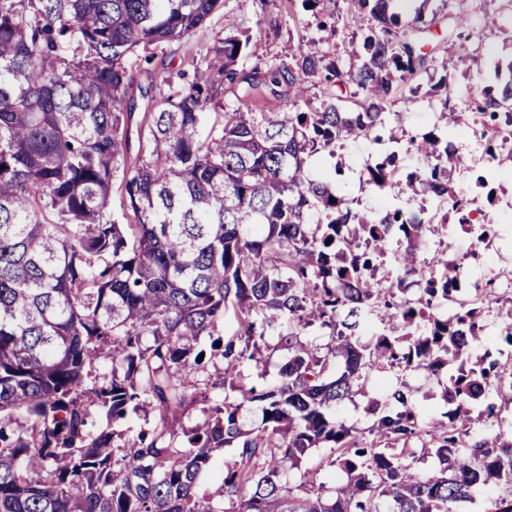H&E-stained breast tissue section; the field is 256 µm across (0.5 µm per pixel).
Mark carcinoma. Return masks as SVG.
Wrapping results in <instances>:
<instances>
[{
  "instance_id": "cac0c4a2",
  "label": "carcinoma",
  "mask_w": 512,
  "mask_h": 512,
  "mask_svg": "<svg viewBox=\"0 0 512 512\" xmlns=\"http://www.w3.org/2000/svg\"><path fill=\"white\" fill-rule=\"evenodd\" d=\"M223 0H0V512H457L480 485L497 486L494 512H512V438L470 440L474 395L488 415L491 377H512V362L483 357L468 383L451 377L453 424L423 429L407 372L442 368L468 349L435 325L412 330L431 300L448 292V245L426 265L425 242L438 227L399 208L363 215L309 158L358 140L378 141L388 105L409 101L435 61L420 40L441 22L433 10L404 21L392 0H302L325 18L370 13L362 62L347 71L319 41L299 46L294 65L239 68L250 38L231 30L193 79L154 74L146 147L131 157L130 59L138 49L188 38ZM481 31L448 25L456 49L441 62L458 71L476 63L467 45ZM475 110L493 117L512 102V61L487 64ZM324 85L318 102L304 85ZM288 85V108L255 112L242 98ZM436 88L439 119L448 110V76ZM238 102L221 112L224 93ZM427 167L410 187L448 193V167L465 158L433 131L409 139ZM395 155L378 159L372 184L390 186ZM126 198V223L110 213L114 188ZM402 241L387 285L373 260ZM424 282L402 308L404 278ZM383 324L374 343L359 337ZM235 326L230 336L224 324ZM314 327L327 342H304ZM210 351L199 347L203 337ZM288 351L273 386L249 385L240 368L271 363L266 339ZM223 363L232 395L202 410L191 389L208 359ZM110 374L92 376L95 363ZM377 369L395 372L389 404L370 442L330 414ZM262 412L245 430L242 410ZM110 429H86L90 408ZM151 418L118 430L139 412ZM408 452L390 445L419 431ZM236 449L216 497L196 492L216 452ZM312 448H331L330 465L347 476L292 487ZM439 469L423 474L417 456Z\"/></svg>"
}]
</instances>
